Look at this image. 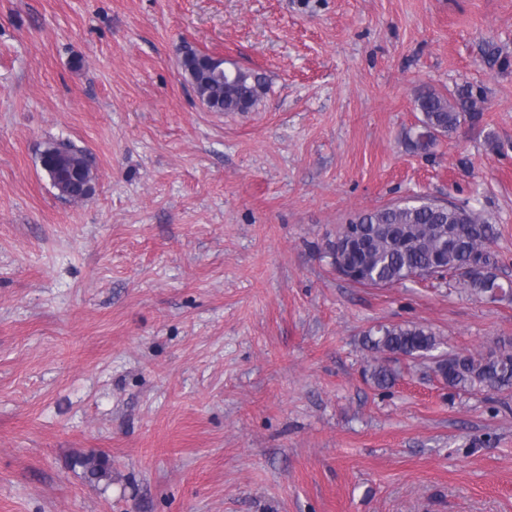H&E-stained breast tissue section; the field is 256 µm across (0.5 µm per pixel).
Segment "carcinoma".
<instances>
[{"mask_svg": "<svg viewBox=\"0 0 512 512\" xmlns=\"http://www.w3.org/2000/svg\"><path fill=\"white\" fill-rule=\"evenodd\" d=\"M182 65L192 77L194 91L214 112H248L266 91L265 78L259 72L227 70L207 54L193 52L183 58ZM415 102L422 114L423 132L414 145L424 151L435 146L438 136L454 133L464 122L476 123L482 118L469 89L449 97L425 89L417 94ZM41 166L48 174L82 172L76 179H58L53 187L65 199L87 197L92 165L85 149L68 140L64 148L42 153ZM349 223L361 225L368 234V247L359 258L361 277L357 284L361 286L391 287L428 270V279L455 278L479 298L497 301L512 295V287L500 282L492 271L488 246L496 229L475 210L467 212L466 223L461 224L453 206L439 210L432 206V200L424 198L416 204L398 203L360 213ZM448 235L455 237L460 246L441 249V239ZM474 255L482 260L484 271L466 276L462 269ZM365 345L375 354H389L394 359L430 360L434 374L455 392L475 387L493 391L512 388V351L505 348L490 349L478 356L463 352L438 355L439 335L416 325H381L366 333ZM370 379L377 387L386 388L394 382L395 373L377 361L371 365Z\"/></svg>", "mask_w": 512, "mask_h": 512, "instance_id": "obj_1", "label": "carcinoma"}]
</instances>
